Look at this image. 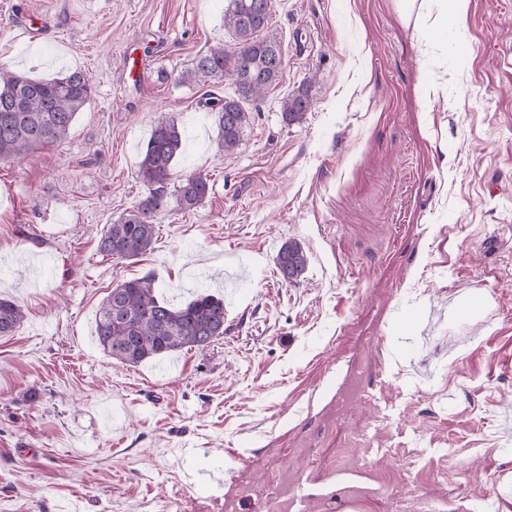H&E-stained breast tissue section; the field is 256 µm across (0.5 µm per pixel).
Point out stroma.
<instances>
[{"instance_id": "1", "label": "stroma", "mask_w": 512, "mask_h": 512, "mask_svg": "<svg viewBox=\"0 0 512 512\" xmlns=\"http://www.w3.org/2000/svg\"><path fill=\"white\" fill-rule=\"evenodd\" d=\"M224 5L0 0V66L94 90L66 140L0 163V297L25 313L0 336V512H512V0H472L429 55L398 0H271L283 76L228 155L200 102L231 80L178 82ZM160 112L188 136L172 180L213 189L157 214L152 252L104 256ZM148 274L224 298L223 337L173 371L94 339ZM311 106L312 100L309 93V86L306 84L302 85L282 101V119L289 125L299 122L306 112L310 110ZM306 266L307 256L299 244L288 242L282 246L278 254V269L283 279H298Z\"/></svg>"}]
</instances>
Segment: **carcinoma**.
<instances>
[{"instance_id":"cac0c4a2","label":"carcinoma","mask_w":512,"mask_h":512,"mask_svg":"<svg viewBox=\"0 0 512 512\" xmlns=\"http://www.w3.org/2000/svg\"><path fill=\"white\" fill-rule=\"evenodd\" d=\"M271 0H228L224 29L229 40L197 56L180 81L206 84L222 76L233 79L235 95L209 97L200 105L215 117L218 143L226 153L236 151L250 114L244 103L258 100L283 70L279 38L269 31ZM93 87L80 69L61 70L49 80L0 67V162L17 160L30 151L69 136L75 116L91 100ZM309 86L302 85L282 101L281 116L294 124L310 110ZM184 148V133L172 116H159L138 166L137 178L148 193L133 209L108 226L99 239L106 256L136 259L154 249L160 210L173 202L190 211L211 191L210 179L192 173L171 182L174 160ZM307 256L294 242L278 254L279 273L296 280L305 271ZM23 308L0 298V335L15 332ZM96 338L102 351L118 363L136 366L183 349H204L224 336V298L201 292L181 306L159 298L150 275L118 284L103 299L96 315Z\"/></svg>"}]
</instances>
